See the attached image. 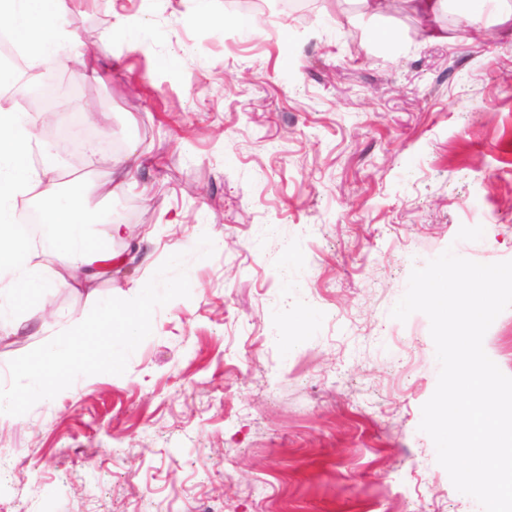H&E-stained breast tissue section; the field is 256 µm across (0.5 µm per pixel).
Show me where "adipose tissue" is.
I'll list each match as a JSON object with an SVG mask.
<instances>
[{"mask_svg":"<svg viewBox=\"0 0 512 512\" xmlns=\"http://www.w3.org/2000/svg\"><path fill=\"white\" fill-rule=\"evenodd\" d=\"M66 0H0V31L8 33L34 62L68 67L65 50L73 40L61 25ZM37 120L14 106L0 105V323L22 325L23 300H36L64 287L65 279L47 273L48 261L67 254L73 268H92L108 255L92 244L94 215L82 210L77 191L55 189L51 167L36 168L31 156L46 151ZM46 197L37 224L20 223L17 197L31 192Z\"/></svg>","mask_w":512,"mask_h":512,"instance_id":"adipose-tissue-1","label":"adipose tissue"}]
</instances>
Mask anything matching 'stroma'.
I'll return each instance as SVG.
<instances>
[{
    "label": "stroma",
    "mask_w": 512,
    "mask_h": 512,
    "mask_svg": "<svg viewBox=\"0 0 512 512\" xmlns=\"http://www.w3.org/2000/svg\"><path fill=\"white\" fill-rule=\"evenodd\" d=\"M358 0H69L66 52L97 71L78 113L141 166L104 198L87 154H34L122 232L92 287L0 325L8 363L108 296H135L172 247L190 298L158 308L123 375L83 376L0 424V512H478L420 431L439 364L428 318L390 312L413 267L445 249L512 260V18L449 7L433 42L412 10ZM146 48L106 38L117 18ZM496 29L475 44L464 24ZM100 30L93 43L82 28ZM213 257L193 251L201 234ZM512 376V308L485 334Z\"/></svg>",
    "instance_id": "1"
}]
</instances>
